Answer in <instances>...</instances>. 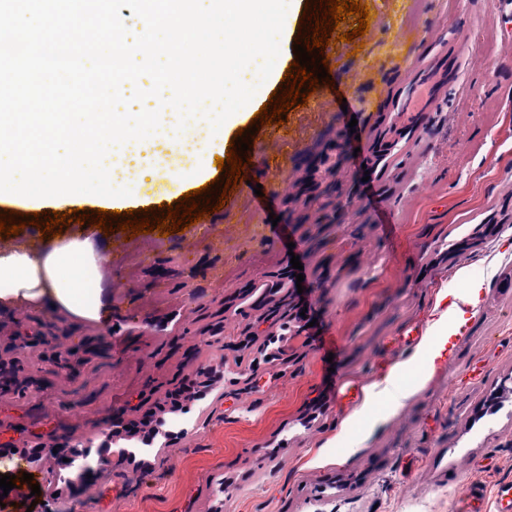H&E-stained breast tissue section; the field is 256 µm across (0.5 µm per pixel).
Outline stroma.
Returning <instances> with one entry per match:
<instances>
[{"mask_svg": "<svg viewBox=\"0 0 512 512\" xmlns=\"http://www.w3.org/2000/svg\"><path fill=\"white\" fill-rule=\"evenodd\" d=\"M363 2L368 31L348 16L338 31L352 42L324 49L329 87L281 126L243 119L256 131L244 185L204 225H87L108 323L0 308V473L21 480L0 512H54L25 502L59 473L74 512H459L470 482L486 490L478 512H500L512 400L493 415L483 402L512 375V0ZM472 280L479 302L432 377L412 367L400 410L357 418L365 387L413 355L439 294ZM196 373L206 396L159 415L175 440L136 435L118 456L104 439L114 419ZM47 437L110 464L88 477L59 455L29 460Z\"/></svg>", "mask_w": 512, "mask_h": 512, "instance_id": "stroma-1", "label": "stroma"}]
</instances>
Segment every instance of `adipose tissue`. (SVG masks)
Here are the masks:
<instances>
[{
  "instance_id": "ef3b65f1",
  "label": "adipose tissue",
  "mask_w": 512,
  "mask_h": 512,
  "mask_svg": "<svg viewBox=\"0 0 512 512\" xmlns=\"http://www.w3.org/2000/svg\"><path fill=\"white\" fill-rule=\"evenodd\" d=\"M103 258L88 237H51L42 245L29 242L0 244V307L51 302L66 316L96 324L106 323L110 307L103 297ZM482 288L475 282L464 294H449L448 307L431 322L419 342L413 361L432 372L465 323L460 302L475 303ZM401 368H392L368 386L364 404L382 403L384 414L403 406L412 390L400 382Z\"/></svg>"
}]
</instances>
